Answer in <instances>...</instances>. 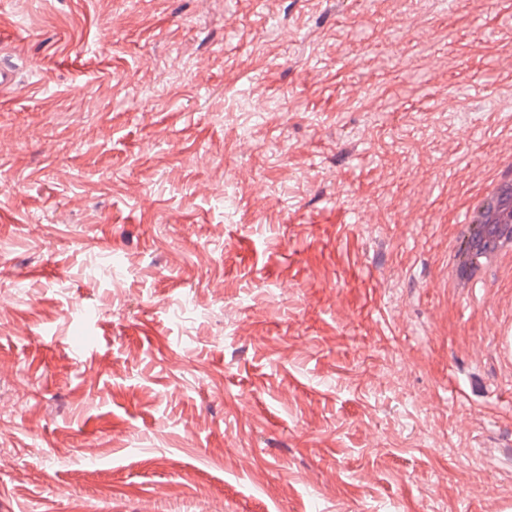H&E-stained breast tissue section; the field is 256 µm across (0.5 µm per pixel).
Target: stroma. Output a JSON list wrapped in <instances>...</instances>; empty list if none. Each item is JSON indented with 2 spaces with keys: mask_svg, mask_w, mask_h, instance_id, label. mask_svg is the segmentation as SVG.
Wrapping results in <instances>:
<instances>
[{
  "mask_svg": "<svg viewBox=\"0 0 512 512\" xmlns=\"http://www.w3.org/2000/svg\"><path fill=\"white\" fill-rule=\"evenodd\" d=\"M0 512H512L495 0H0ZM472 222L478 231L463 225L452 244L448 261V286L459 275L478 276L483 269L512 252V166L497 174L485 187ZM465 260L466 264L462 266Z\"/></svg>",
  "mask_w": 512,
  "mask_h": 512,
  "instance_id": "obj_1",
  "label": "stroma"
}]
</instances>
